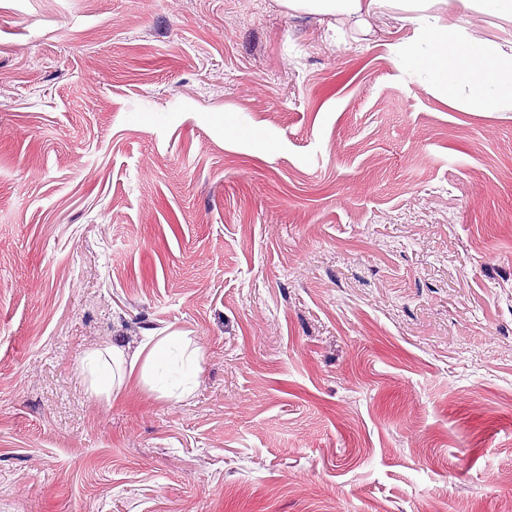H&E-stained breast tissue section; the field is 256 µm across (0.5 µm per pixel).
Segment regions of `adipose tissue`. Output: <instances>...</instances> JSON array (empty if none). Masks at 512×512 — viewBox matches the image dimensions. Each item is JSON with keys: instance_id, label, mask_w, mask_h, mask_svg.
<instances>
[{"instance_id": "adipose-tissue-1", "label": "adipose tissue", "mask_w": 512, "mask_h": 512, "mask_svg": "<svg viewBox=\"0 0 512 512\" xmlns=\"http://www.w3.org/2000/svg\"><path fill=\"white\" fill-rule=\"evenodd\" d=\"M438 0H280L292 14L364 18L383 12L405 13L416 27L413 42L399 45L404 68L422 87L456 95L465 91L470 109L494 111L512 106V52L471 38L464 27L441 25L432 8ZM200 347L170 332L144 337L136 350L115 343L86 352L83 363L96 395L118 399L130 384L147 385L155 373L177 364L186 375L195 373Z\"/></svg>"}]
</instances>
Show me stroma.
I'll return each mask as SVG.
<instances>
[{"mask_svg":"<svg viewBox=\"0 0 512 512\" xmlns=\"http://www.w3.org/2000/svg\"><path fill=\"white\" fill-rule=\"evenodd\" d=\"M413 32L0 0V512H512V110L420 87ZM163 329L188 400L87 390Z\"/></svg>","mask_w":512,"mask_h":512,"instance_id":"35a3bbf8","label":"stroma"}]
</instances>
